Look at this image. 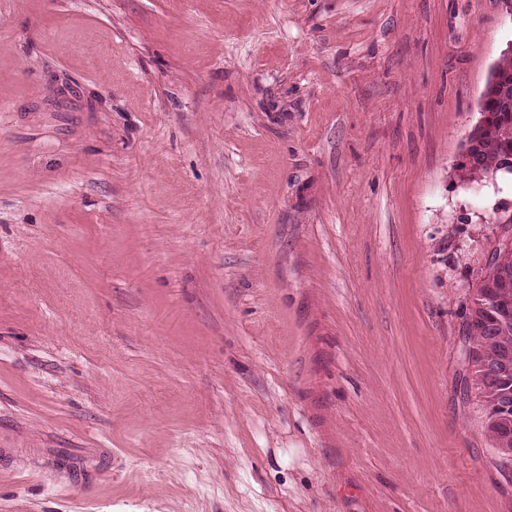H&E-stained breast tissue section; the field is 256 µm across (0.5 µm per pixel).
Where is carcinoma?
<instances>
[{"label":"carcinoma","mask_w":512,"mask_h":512,"mask_svg":"<svg viewBox=\"0 0 512 512\" xmlns=\"http://www.w3.org/2000/svg\"><path fill=\"white\" fill-rule=\"evenodd\" d=\"M479 109L482 121L465 145L474 163L460 166L467 174L492 167L503 170L506 158H512V59L504 58L491 68ZM504 274L512 278V247L494 249L474 296L466 339L473 338L476 343L469 345L466 360L480 391L487 397L488 430L497 448L512 449V320L499 322L502 302L508 300V289L499 287ZM487 365L496 366L506 377H483L482 370Z\"/></svg>","instance_id":"1"}]
</instances>
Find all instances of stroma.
I'll return each mask as SVG.
<instances>
[{
	"label": "stroma",
	"instance_id": "1",
	"mask_svg": "<svg viewBox=\"0 0 512 512\" xmlns=\"http://www.w3.org/2000/svg\"><path fill=\"white\" fill-rule=\"evenodd\" d=\"M506 56L501 0H0V512H512ZM479 109L482 121L471 132L458 164L466 174L487 171L494 162L496 171L512 172V59L504 58L490 70ZM507 158L506 170L504 163ZM503 274L512 278V246L494 249L466 324V340L476 339L475 344H469L466 360L473 368L478 389L488 398V430L499 453L500 448L512 450V317L510 321L498 322L502 313L501 302L508 303L509 289L512 305V288L510 279H505L504 288L499 287ZM486 365L496 366L507 376L503 379L482 377ZM498 369L491 367L486 372L496 376Z\"/></svg>",
	"mask_w": 512,
	"mask_h": 512
}]
</instances>
